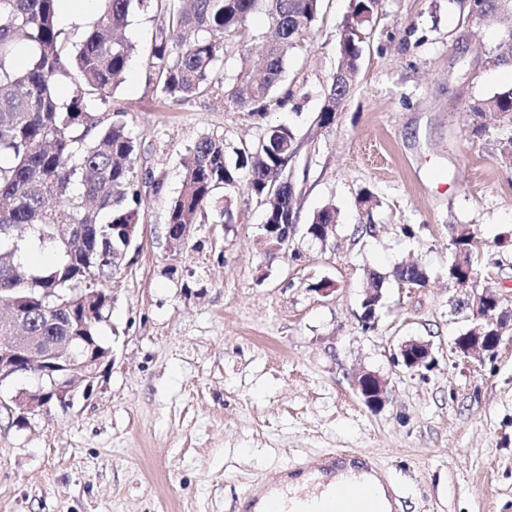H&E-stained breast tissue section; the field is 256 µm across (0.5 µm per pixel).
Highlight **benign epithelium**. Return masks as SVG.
I'll return each instance as SVG.
<instances>
[{"mask_svg": "<svg viewBox=\"0 0 512 512\" xmlns=\"http://www.w3.org/2000/svg\"><path fill=\"white\" fill-rule=\"evenodd\" d=\"M287 219L289 232L266 233L271 247L277 251L288 248L292 230L296 228L293 215H288ZM455 286L465 289L468 300L463 307L480 321L469 332L455 339V348L472 357L495 354L501 341V337L497 336L500 332L498 325L503 320V313L499 312V299L484 289L478 290L470 278H461L455 282ZM99 293L97 288H78L64 299L55 289L47 288L39 301L6 296L4 302L13 309L17 322L29 324L31 308L36 302L41 304L40 311L48 317L62 312L73 318L94 305ZM86 346L88 337L79 335L76 330L69 337L67 349L60 348L53 340L28 333L6 337L0 344V387L29 373L36 384L30 389L18 391L7 401L0 399V406L16 414L18 419L47 411L53 404L62 408L73 406L78 389H83L85 395L92 391L102 373V366L112 362L110 352H88ZM398 354L409 369L429 367L435 362L432 345L422 340L402 343ZM354 388L364 404L372 410L380 408L386 401L388 382L378 374L363 372L356 375Z\"/></svg>", "mask_w": 512, "mask_h": 512, "instance_id": "7a95c632", "label": "benign epithelium"}]
</instances>
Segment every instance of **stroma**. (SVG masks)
I'll list each match as a JSON object with an SVG mask.
<instances>
[{
	"instance_id": "obj_1",
	"label": "stroma",
	"mask_w": 512,
	"mask_h": 512,
	"mask_svg": "<svg viewBox=\"0 0 512 512\" xmlns=\"http://www.w3.org/2000/svg\"><path fill=\"white\" fill-rule=\"evenodd\" d=\"M165 4L134 9L133 57L96 107L125 111L137 181L163 182L140 207L130 264L112 276L100 325L112 363L69 409L21 425L0 407V512H243L251 485L330 450L371 458L394 512H512V321L493 356L464 357L454 340L474 320L448 282L452 240L469 229L481 285L512 313V165L498 150L512 122L487 117L476 138L470 111L512 87V67L491 61L512 16L477 23L462 0H381L353 91L324 128L349 0H321L263 112L161 95L150 57ZM279 125L297 143L283 171L297 224L287 251L265 239L263 201L241 189L228 208L219 189L170 252L167 203L194 143L217 136L231 154ZM367 191L376 204L364 214ZM330 204L336 230L312 240L306 226ZM366 223L374 233L356 234ZM402 262L424 266L426 284L389 279ZM373 271L387 280L366 328ZM412 339L431 343V367L396 362ZM360 372L387 380L379 410L358 397Z\"/></svg>"
}]
</instances>
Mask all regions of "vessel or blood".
<instances>
[{"mask_svg":"<svg viewBox=\"0 0 512 512\" xmlns=\"http://www.w3.org/2000/svg\"><path fill=\"white\" fill-rule=\"evenodd\" d=\"M372 471L370 460L362 454L341 452L315 461L301 469V483L285 485L283 478L270 481L265 512H371L368 483L337 482L348 468Z\"/></svg>","mask_w":512,"mask_h":512,"instance_id":"obj_1","label":"vessel or blood"}]
</instances>
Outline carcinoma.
I'll return each mask as SVG.
<instances>
[{
  "mask_svg": "<svg viewBox=\"0 0 512 512\" xmlns=\"http://www.w3.org/2000/svg\"><path fill=\"white\" fill-rule=\"evenodd\" d=\"M61 0H0V297L9 288H84L88 280L109 292L112 250L125 248L129 224L137 223L142 191L131 166L135 153L125 113L102 118L91 111L112 98L115 78L134 52L126 36L129 15L145 0H99L90 29L71 53L58 27ZM377 0H350L339 28L340 63L319 116L331 125L349 97L361 51L360 33L370 25ZM263 13L275 36L266 45L264 66L254 73L243 65L236 85L225 90L216 66L229 42L242 43L246 23ZM319 0H168V21L155 37L150 63L158 73L161 93L188 102L206 92L225 96L252 112L268 109L271 93L281 82L288 53L315 26ZM494 60L512 63V30L501 39ZM78 72L82 83L67 103L56 85ZM480 116L496 112L512 119V87L474 102ZM279 152L256 159L240 151L230 161L224 139L204 136L184 161V180L168 205L167 224H194L215 190L241 182L248 194L263 200L271 181L280 184L272 206L292 207L294 189L282 180ZM336 208L317 211L307 233L319 239L321 224L336 223ZM35 244L52 255L45 266L32 265L22 252ZM467 231L454 238L457 253L478 275L469 253ZM390 276L421 286L424 268H393ZM37 336L65 335L63 324L37 318Z\"/></svg>",
  "mask_w": 512,
  "mask_h": 512,
  "instance_id": "obj_1",
  "label": "carcinoma"
}]
</instances>
